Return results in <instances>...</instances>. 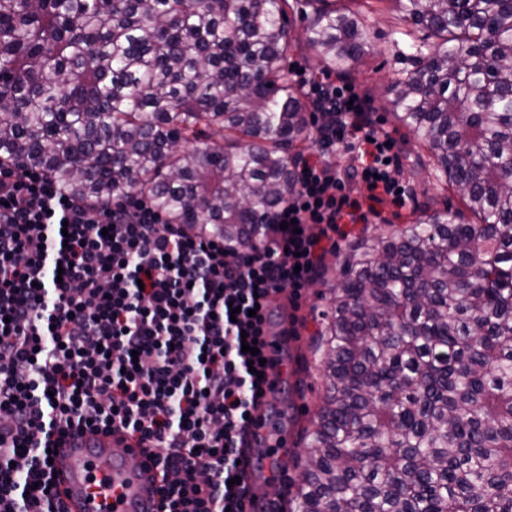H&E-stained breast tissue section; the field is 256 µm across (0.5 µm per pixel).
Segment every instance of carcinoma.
<instances>
[{
	"mask_svg": "<svg viewBox=\"0 0 512 512\" xmlns=\"http://www.w3.org/2000/svg\"><path fill=\"white\" fill-rule=\"evenodd\" d=\"M304 42L350 76L368 8ZM388 111L476 218L419 207L337 253L311 352L324 397L289 512H512V0H393ZM288 0H0V158L103 202L145 191L241 247L310 139Z\"/></svg>",
	"mask_w": 512,
	"mask_h": 512,
	"instance_id": "1",
	"label": "carcinoma"
}]
</instances>
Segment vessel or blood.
I'll return each mask as SVG.
<instances>
[{
	"instance_id": "b4317fda",
	"label": "vessel or blood",
	"mask_w": 512,
	"mask_h": 512,
	"mask_svg": "<svg viewBox=\"0 0 512 512\" xmlns=\"http://www.w3.org/2000/svg\"><path fill=\"white\" fill-rule=\"evenodd\" d=\"M53 491L68 512H159L160 475L144 448L118 436L88 434L59 449Z\"/></svg>"
}]
</instances>
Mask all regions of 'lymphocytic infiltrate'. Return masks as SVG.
I'll return each mask as SVG.
<instances>
[{"label":"lymphocytic infiltrate","mask_w":512,"mask_h":512,"mask_svg":"<svg viewBox=\"0 0 512 512\" xmlns=\"http://www.w3.org/2000/svg\"><path fill=\"white\" fill-rule=\"evenodd\" d=\"M295 79L321 158L293 163L292 191L253 247L168 223L143 194L92 202L0 163V512H67L48 451L87 431L150 449L163 512H248L244 444L280 363L250 372L243 341L265 349L272 297L298 304L340 225L412 200L401 141L367 98L338 74Z\"/></svg>","instance_id":"obj_1"}]
</instances>
